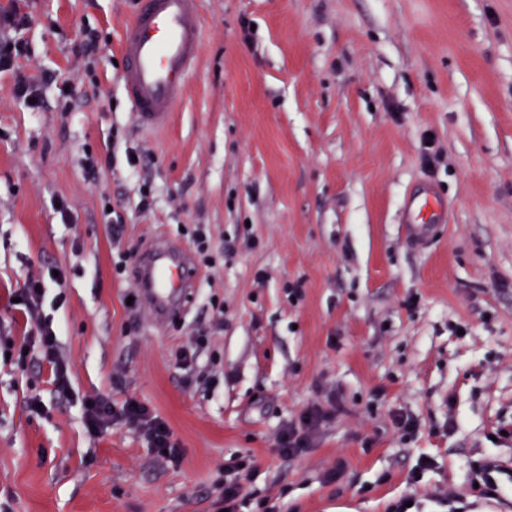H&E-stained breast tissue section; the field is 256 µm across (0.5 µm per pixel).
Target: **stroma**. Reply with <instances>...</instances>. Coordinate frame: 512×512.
Returning <instances> with one entry per match:
<instances>
[{
    "mask_svg": "<svg viewBox=\"0 0 512 512\" xmlns=\"http://www.w3.org/2000/svg\"><path fill=\"white\" fill-rule=\"evenodd\" d=\"M136 7L26 0V26L0 28L28 44L0 72V339L25 331L10 293L65 266L67 301L44 312L73 389L0 354V512H214L247 455L259 466L237 512L265 497L277 512H387L403 496L437 512L447 491L474 501L487 459L512 484V0H201L200 64L160 134L135 128L114 64ZM86 29L101 37L90 58L74 52ZM20 75L43 108L15 96ZM430 190L448 218L408 245L406 201ZM188 224L209 226L215 262L159 329L113 266L159 236L192 249ZM202 331L186 372L175 353ZM95 392L148 405L179 460L130 426L92 435L81 401ZM313 405L337 413L281 457V430Z\"/></svg>",
    "mask_w": 512,
    "mask_h": 512,
    "instance_id": "35a3bbf8",
    "label": "stroma"
}]
</instances>
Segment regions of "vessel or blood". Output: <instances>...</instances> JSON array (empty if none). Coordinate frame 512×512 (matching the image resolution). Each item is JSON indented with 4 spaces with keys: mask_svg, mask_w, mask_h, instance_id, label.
Listing matches in <instances>:
<instances>
[{
    "mask_svg": "<svg viewBox=\"0 0 512 512\" xmlns=\"http://www.w3.org/2000/svg\"><path fill=\"white\" fill-rule=\"evenodd\" d=\"M203 36L199 0H138L119 51L122 87L139 131L156 133L169 125L199 65ZM442 221L440 199L425 195L409 209V241L426 242ZM197 278L184 248L166 238L154 241L137 263L139 300L148 318L159 326L177 320Z\"/></svg>",
    "mask_w": 512,
    "mask_h": 512,
    "instance_id": "obj_1",
    "label": "vessel or blood"
}]
</instances>
